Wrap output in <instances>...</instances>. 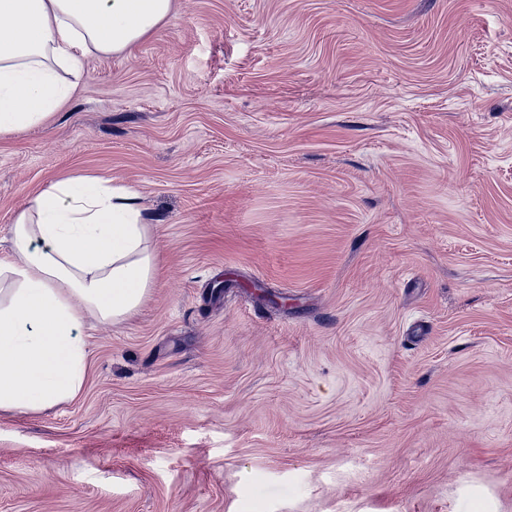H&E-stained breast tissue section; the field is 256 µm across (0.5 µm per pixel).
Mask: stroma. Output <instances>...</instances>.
Listing matches in <instances>:
<instances>
[{
    "label": "stroma",
    "mask_w": 512,
    "mask_h": 512,
    "mask_svg": "<svg viewBox=\"0 0 512 512\" xmlns=\"http://www.w3.org/2000/svg\"><path fill=\"white\" fill-rule=\"evenodd\" d=\"M0 136L141 196L157 273L0 512H512V0H178Z\"/></svg>",
    "instance_id": "1"
}]
</instances>
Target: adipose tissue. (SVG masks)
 I'll return each instance as SVG.
<instances>
[{
    "label": "adipose tissue",
    "mask_w": 512,
    "mask_h": 512,
    "mask_svg": "<svg viewBox=\"0 0 512 512\" xmlns=\"http://www.w3.org/2000/svg\"><path fill=\"white\" fill-rule=\"evenodd\" d=\"M174 0H0V135L43 124L89 56L132 53ZM139 195L95 175L32 193L0 260V412H38L82 390L83 329L133 315L156 275Z\"/></svg>",
    "instance_id": "adipose-tissue-1"
}]
</instances>
